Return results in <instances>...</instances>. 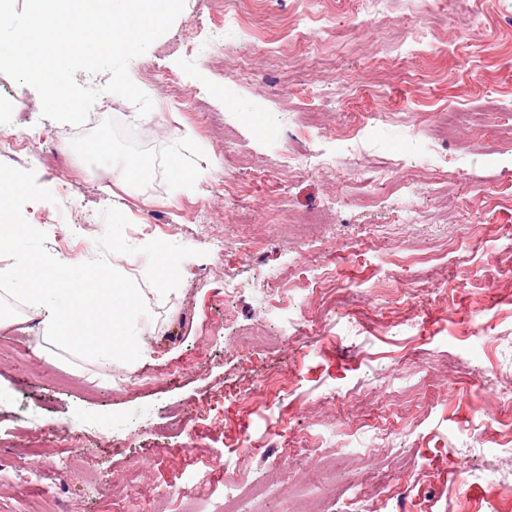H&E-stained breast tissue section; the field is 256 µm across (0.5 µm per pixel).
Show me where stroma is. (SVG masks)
<instances>
[{
  "instance_id": "obj_1",
  "label": "stroma",
  "mask_w": 512,
  "mask_h": 512,
  "mask_svg": "<svg viewBox=\"0 0 512 512\" xmlns=\"http://www.w3.org/2000/svg\"><path fill=\"white\" fill-rule=\"evenodd\" d=\"M228 9L243 27L225 24ZM391 12L398 22H377L367 0H185L128 67L153 103L147 119L105 93L83 126L62 124L0 74V136L18 141L5 162L56 197L23 208L49 252L103 255L109 207L130 244L198 251L164 298L145 283V255L107 256L142 286L145 359H49L42 325H0V512H44L48 494L55 512H112L129 495L196 512L228 479L268 484L271 506L302 512L295 483L341 452L359 472L374 458L390 484L355 512H512V402L500 394L512 386V142L479 120L436 134L438 113L490 97L512 115V0H394ZM183 34L191 50L176 49ZM301 107L317 125L295 122ZM372 113L350 154L346 124ZM103 128L113 159L139 160L138 181L85 153ZM237 151L248 170L227 163ZM291 152L336 167H291ZM174 162L192 180L173 181ZM312 210L330 217L323 234L282 235ZM256 324L270 342L244 354L234 334ZM141 374L155 385L131 391ZM481 383L489 393L473 401ZM31 471L41 485L24 482Z\"/></svg>"
}]
</instances>
